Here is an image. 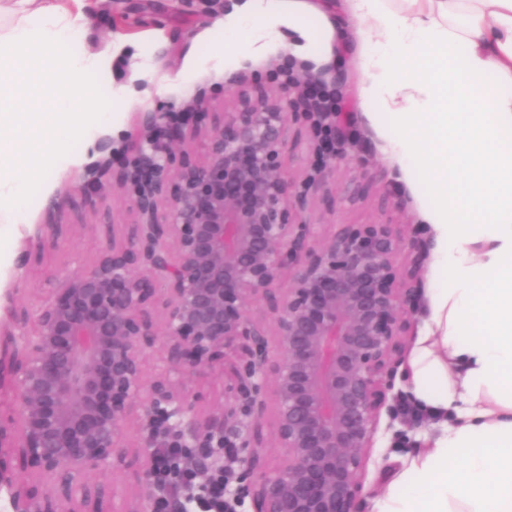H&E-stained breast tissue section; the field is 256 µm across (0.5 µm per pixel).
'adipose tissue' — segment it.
<instances>
[{
	"label": "adipose tissue",
	"instance_id": "ef3b65f1",
	"mask_svg": "<svg viewBox=\"0 0 512 512\" xmlns=\"http://www.w3.org/2000/svg\"><path fill=\"white\" fill-rule=\"evenodd\" d=\"M297 2L236 6L230 53L261 55L287 28L301 55L321 0ZM344 12L368 46L369 120H390L386 154L427 177L420 219L436 245L407 381L431 428L371 512H512V0H345ZM87 22L83 0H0V224L17 223L29 183L66 163L70 140L93 144L133 92L116 85L103 102L87 83L123 51L78 46Z\"/></svg>",
	"mask_w": 512,
	"mask_h": 512
}]
</instances>
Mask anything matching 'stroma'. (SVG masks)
I'll use <instances>...</instances> for the list:
<instances>
[{"label": "stroma", "mask_w": 512, "mask_h": 512, "mask_svg": "<svg viewBox=\"0 0 512 512\" xmlns=\"http://www.w3.org/2000/svg\"><path fill=\"white\" fill-rule=\"evenodd\" d=\"M235 2L93 0L90 22L79 33L78 43L97 51L129 40L137 51L121 55L111 72L95 75L91 82L103 97L115 83L132 86L136 94L125 101L120 125L97 128L93 149H86L82 141H70V163L51 172L47 184L29 187L19 223L0 225L1 363L8 365L13 359L17 291H24L29 308H37L47 297L48 279L92 264L100 250L111 245L113 225L130 223L127 203L116 190L117 177L104 161L123 150L137 130L140 113L162 105L186 107L203 93L219 96L232 78L242 93L253 98L257 95L253 75L282 66L284 52L298 40L288 29L264 55L225 56L224 47L232 37L224 29V17ZM335 21L332 10L321 17H307L316 37L308 47L311 60L305 70L337 88L349 138L340 146L343 160L322 173L302 215L313 222L339 224L388 221L410 232L425 199L424 182L399 174L381 152V139L366 113L360 112L354 46L323 52L321 35ZM181 69L189 73L187 83L165 88L152 101L140 99L138 89L160 83ZM427 428L424 419L414 430L397 420L391 429L380 431L365 475L368 496L387 491L401 456L417 450L415 437Z\"/></svg>", "instance_id": "stroma-1"}]
</instances>
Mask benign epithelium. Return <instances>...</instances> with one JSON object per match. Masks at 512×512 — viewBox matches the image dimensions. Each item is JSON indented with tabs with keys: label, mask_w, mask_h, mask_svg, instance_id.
<instances>
[{
	"label": "benign epithelium",
	"mask_w": 512,
	"mask_h": 512,
	"mask_svg": "<svg viewBox=\"0 0 512 512\" xmlns=\"http://www.w3.org/2000/svg\"><path fill=\"white\" fill-rule=\"evenodd\" d=\"M255 98L224 86L180 110L149 112L153 132L106 161L136 222L112 227V245L90 265L48 280V300L17 313L18 369L0 370V455L17 453L26 477L7 478L14 512H102L108 481L139 461L136 483L154 485L155 448H180L208 478L207 461L237 449L234 499L253 512H361L364 476L382 412L410 406L404 339L422 263L418 242L393 224L320 231L301 208L336 167V116L316 110L320 82L256 74ZM305 130L311 164L285 166L289 129ZM182 146L175 157L169 144ZM291 276L284 277L285 272ZM264 305L268 326L253 307ZM274 337L275 352L268 337ZM159 348L149 378V353ZM221 367L223 420L184 433L201 397L185 375ZM272 400L270 424L263 421ZM151 435L131 445L130 421ZM283 461L261 469L266 436ZM54 494L32 500L28 479ZM112 512H171L170 499L128 492Z\"/></svg>",
	"instance_id": "obj_1"
}]
</instances>
